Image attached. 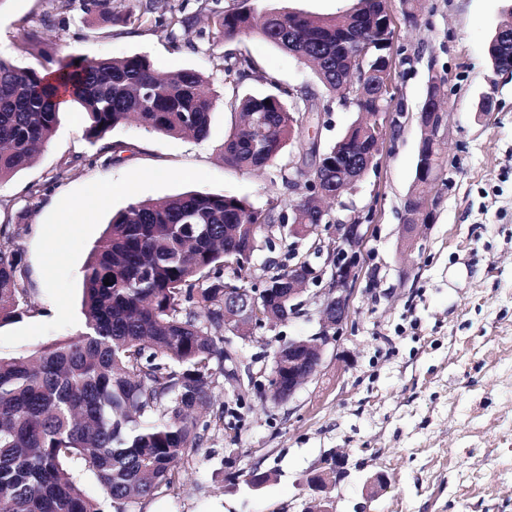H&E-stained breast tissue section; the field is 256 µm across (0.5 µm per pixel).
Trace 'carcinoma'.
<instances>
[{
	"instance_id": "cac0c4a2",
	"label": "carcinoma",
	"mask_w": 512,
	"mask_h": 512,
	"mask_svg": "<svg viewBox=\"0 0 512 512\" xmlns=\"http://www.w3.org/2000/svg\"><path fill=\"white\" fill-rule=\"evenodd\" d=\"M266 0H244L213 18L216 39L258 33L270 44L314 66L323 87L354 84L362 122L385 99L381 76L393 65V31L381 0H356L333 18L292 16ZM98 23L112 21V0H83ZM150 14L172 37L188 34L192 16L166 14L149 3L124 22ZM374 44L365 69L351 67L358 46ZM52 70L20 68L0 57V182L30 167L59 118L66 93L88 117L91 143L128 123L168 136L208 137L215 100L204 74L180 69L160 75L145 55L56 58L30 36ZM490 60L512 64V48L488 43ZM230 107L242 124L224 140V164L235 169L276 166L301 136L302 117L281 94H238L254 70L246 56H223ZM365 151L345 138L321 150L322 187L336 192V163L365 162ZM294 221L324 224L313 202L293 205ZM283 224L272 210L219 193L184 192L134 201L112 215L84 267V325L74 337L27 355L0 357V512H133L164 493L180 465L199 447L198 410L224 370V298L255 324L275 314L288 320V294L269 284L268 297L249 288L224 291L230 253L259 247L260 224ZM24 227L0 230V324L32 310L24 304V260L16 239ZM110 285H104V280ZM90 472L101 496L81 482Z\"/></svg>"
}]
</instances>
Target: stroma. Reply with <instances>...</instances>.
Returning a JSON list of instances; mask_svg holds the SVG:
<instances>
[{"instance_id": "obj_1", "label": "stroma", "mask_w": 512, "mask_h": 512, "mask_svg": "<svg viewBox=\"0 0 512 512\" xmlns=\"http://www.w3.org/2000/svg\"><path fill=\"white\" fill-rule=\"evenodd\" d=\"M240 0H166L198 19L197 32L171 37L163 27L93 24L81 0H0V57L22 68L44 60L26 52L30 32L57 55L148 56L162 73L202 72L218 95L205 140L168 137L136 125L115 128L108 142L130 145L126 159L106 163L85 137L78 106L59 115L35 163L0 182V225L24 224L18 240L28 272L22 319L0 326V356L26 354L82 327L83 270L112 216L131 200L185 191L246 198L257 209L290 214L299 192L275 169L225 167L220 148L236 116L227 103L225 54L246 55L256 70L242 92L270 83L313 94L323 116L319 138L334 143L357 119L317 80L309 66L255 34L209 41L210 20ZM503 0H421L408 24L391 0L394 98L399 113L381 145L380 162L358 190L329 204L331 218L369 215L372 279L362 281L339 342L330 344L317 377L275 405L251 387L241 395L214 391L199 448L171 489L142 502L140 512H305L329 501L333 512H512V77L494 73L486 53ZM442 77L448 138L443 161L454 180L417 249L403 253L404 199L414 181L421 130L416 114L431 74ZM497 106L479 115L482 95ZM45 192L29 198L31 185ZM70 222L67 236L56 233ZM304 314L256 330L243 347L241 372L271 368L281 340L318 329L317 303L305 293ZM234 411L237 429L220 416ZM341 466L322 491L308 480ZM269 473L252 488V470ZM385 475L376 487L377 475Z\"/></svg>"}]
</instances>
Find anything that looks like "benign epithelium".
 <instances>
[{"label":"benign epithelium","instance_id":"7a95c632","mask_svg":"<svg viewBox=\"0 0 512 512\" xmlns=\"http://www.w3.org/2000/svg\"><path fill=\"white\" fill-rule=\"evenodd\" d=\"M382 113H374L370 135L374 141L371 150V162L359 166L353 171L343 190L353 194L365 173L378 165L383 126L380 122ZM421 129V142L418 153L420 159V174L426 175L432 168V157L426 151V145L434 144L445 139L447 127L445 113L426 110L417 113ZM319 168V157L305 151L296 160L288 164L291 176L288 178V189L305 191L301 198H306L317 189L319 180L316 171ZM453 179L446 172L427 175L426 188L436 192L449 190ZM438 203V197L429 198L427 195L417 196L409 192L405 199L404 224L401 228V247L411 252L424 231L426 224H411L409 220L415 211L420 210L433 220V208ZM374 225L363 223V217L356 215L351 223L344 224L336 221L334 224H263L262 235L272 240L278 235H288L298 241L311 242V248L299 259L288 266V300L292 318L299 314L301 302L299 297L306 291V285L313 283L323 285L319 307L317 309L319 329L312 336L288 341V356L281 357L274 352L273 368L270 374L264 371L248 373L249 386L266 396H273L274 402L290 401L296 392L312 380L323 363L326 347L340 339L344 326L349 321L353 299L358 285L366 273L365 246L372 237ZM325 257L321 267L316 268L310 261V255ZM240 355L227 352L224 358V387L238 393L242 390V379L239 374Z\"/></svg>","mask_w":512,"mask_h":512}]
</instances>
